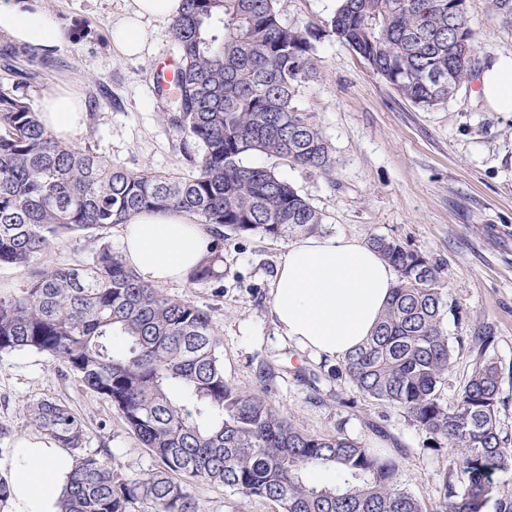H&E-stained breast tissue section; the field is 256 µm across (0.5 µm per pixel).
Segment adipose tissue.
<instances>
[{
  "mask_svg": "<svg viewBox=\"0 0 512 512\" xmlns=\"http://www.w3.org/2000/svg\"><path fill=\"white\" fill-rule=\"evenodd\" d=\"M40 0H0V33L33 48L54 47L60 31ZM181 0H131L113 29L124 56H140L148 34L144 20L166 21ZM479 81L485 106L512 112V57L488 63ZM41 119L58 139L83 132L86 110L74 91L60 87L44 96ZM204 225L176 209L145 211L122 227L127 262L145 282L159 285L187 278L207 253ZM395 283L392 268L368 245L343 238H308L281 252L270 291L271 312L281 336L300 349L335 359L363 343L374 330ZM71 462L48 442L22 441L12 484L14 512H56L57 488Z\"/></svg>",
  "mask_w": 512,
  "mask_h": 512,
  "instance_id": "1",
  "label": "adipose tissue"
}]
</instances>
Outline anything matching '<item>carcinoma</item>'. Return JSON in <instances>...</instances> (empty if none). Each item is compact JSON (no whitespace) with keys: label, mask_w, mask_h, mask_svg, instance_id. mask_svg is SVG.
I'll return each instance as SVG.
<instances>
[{"label":"carcinoma","mask_w":512,"mask_h":512,"mask_svg":"<svg viewBox=\"0 0 512 512\" xmlns=\"http://www.w3.org/2000/svg\"><path fill=\"white\" fill-rule=\"evenodd\" d=\"M277 0H182L168 29L178 47L174 105L162 119L180 136L187 174L131 171L87 147L55 138L25 91L55 67L51 51L0 35V267L37 261L73 232L99 243L91 261L43 267L24 288L0 293V353L31 350L63 367L115 409L158 460L137 480L110 458L78 457L58 512H204L190 490L220 484L260 497L278 512H427L400 482V462L337 429L312 434L269 400L274 369L243 391L224 374L208 310L142 281L112 250L109 231L144 210L177 209L205 225L212 242L189 275L224 277L226 232L272 238L322 232L323 215L251 154L334 180L333 147L297 105L320 75L308 32L281 23ZM466 0H338L330 35L347 45L406 100L433 107L453 99L475 71L476 31ZM487 16L512 27V0H487ZM196 147L197 151L190 150ZM368 245L396 283L373 334L336 369L360 393L405 413L425 448L448 447L438 512H512V491L492 479L512 471L497 421L501 376L476 362L448 408L439 390L452 346L443 326L454 311L439 265L398 239ZM31 425L59 448L81 447L85 422L65 401L26 406ZM330 469L335 482L307 475Z\"/></svg>","instance_id":"cac0c4a2"}]
</instances>
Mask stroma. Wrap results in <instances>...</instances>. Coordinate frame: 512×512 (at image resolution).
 <instances>
[{
    "instance_id": "stroma-1",
    "label": "stroma",
    "mask_w": 512,
    "mask_h": 512,
    "mask_svg": "<svg viewBox=\"0 0 512 512\" xmlns=\"http://www.w3.org/2000/svg\"><path fill=\"white\" fill-rule=\"evenodd\" d=\"M127 0H43L42 9L62 31L54 50L57 68L41 75L29 94L67 86L90 100L96 86L112 102L76 140L112 164L131 171L149 168L183 174L189 169L178 137L162 119L151 72L176 59L168 23L145 21L150 34L141 57L123 56L112 29ZM336 0H278L283 23L312 31L321 67L318 80L300 88L298 102L314 112L336 150V176L326 179L262 155L247 163L275 168L324 216V234L368 242L376 235L399 239L441 267V279L456 304L444 327L453 347L445 405L460 389L481 354L471 336L489 331L487 357L502 369L498 426L512 448V112L484 107L479 84L470 81L448 103L416 106L377 75L347 46L329 36L327 21ZM478 30L480 60L512 55V30L486 15L485 0H467ZM289 241L261 234L224 241L222 284L172 281L174 298L208 309L220 339L226 378L237 388H258V369L276 371L269 393L282 412L307 431L342 428L351 438L379 444L401 463L403 485L427 512H437L448 451H427L419 427L399 409L369 399L338 378L330 359L300 350L280 337L270 312V288L277 260ZM98 243L77 232L43 254V265L91 260ZM60 398L86 424L81 450L68 457H109L123 476L135 479L157 461L127 430L115 410L65 376L42 355L22 350L0 354V476L14 472L20 441L40 438L25 415L28 402ZM382 433H375V426ZM193 493L205 512H275L259 497L241 498L217 484L197 483Z\"/></svg>"
}]
</instances>
